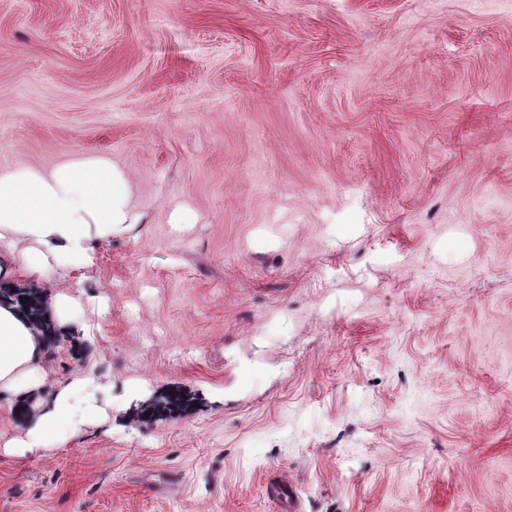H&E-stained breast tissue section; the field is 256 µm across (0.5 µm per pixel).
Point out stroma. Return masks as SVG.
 Returning <instances> with one entry per match:
<instances>
[{"label":"stroma","instance_id":"1","mask_svg":"<svg viewBox=\"0 0 512 512\" xmlns=\"http://www.w3.org/2000/svg\"><path fill=\"white\" fill-rule=\"evenodd\" d=\"M83 155L139 224L0 293L112 417L0 512H512V0H0V168ZM47 316L54 326L65 333L82 332L81 336H76V342L84 340L91 336L88 330L73 328V313L80 308V296L68 292H56L47 296ZM267 499L277 511H299L294 503L298 499L297 487L291 483L274 482L267 487Z\"/></svg>","mask_w":512,"mask_h":512}]
</instances>
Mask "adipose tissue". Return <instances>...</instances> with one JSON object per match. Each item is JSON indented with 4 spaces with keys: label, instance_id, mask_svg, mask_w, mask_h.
<instances>
[{
    "label": "adipose tissue",
    "instance_id": "adipose-tissue-1",
    "mask_svg": "<svg viewBox=\"0 0 512 512\" xmlns=\"http://www.w3.org/2000/svg\"><path fill=\"white\" fill-rule=\"evenodd\" d=\"M135 222L123 173L103 156L66 159L47 170H0V274L32 275L48 268L88 265L95 244L125 234ZM47 338L18 305L0 304V394L32 409L20 437L0 446L34 457L56 429L76 435L105 417L89 370L66 384L48 386Z\"/></svg>",
    "mask_w": 512,
    "mask_h": 512
}]
</instances>
